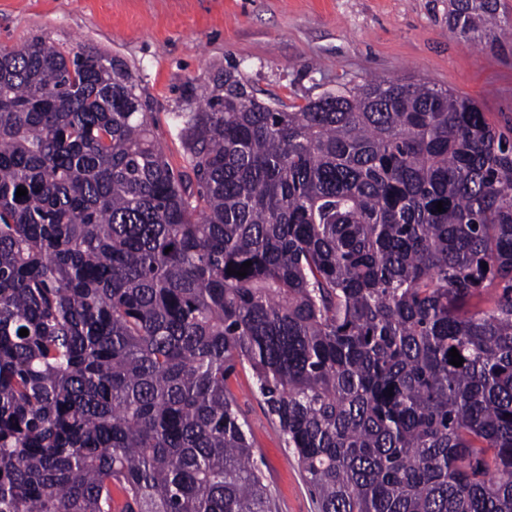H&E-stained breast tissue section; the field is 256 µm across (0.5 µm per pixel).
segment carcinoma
Instances as JSON below:
<instances>
[{
	"instance_id": "1",
	"label": "carcinoma",
	"mask_w": 512,
	"mask_h": 512,
	"mask_svg": "<svg viewBox=\"0 0 512 512\" xmlns=\"http://www.w3.org/2000/svg\"><path fill=\"white\" fill-rule=\"evenodd\" d=\"M176 118L184 171L121 60L0 47V512H271L244 364L318 512H512V126L231 70Z\"/></svg>"
}]
</instances>
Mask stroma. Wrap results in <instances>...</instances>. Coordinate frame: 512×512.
Segmentation results:
<instances>
[{
	"mask_svg": "<svg viewBox=\"0 0 512 512\" xmlns=\"http://www.w3.org/2000/svg\"><path fill=\"white\" fill-rule=\"evenodd\" d=\"M41 37L121 60L155 118L173 167L186 165L174 113L193 109L225 69L283 107L370 76L422 80L512 121V44L490 48L448 28V0H0V46ZM251 429L273 512H317L249 368L229 379Z\"/></svg>",
	"mask_w": 512,
	"mask_h": 512,
	"instance_id": "stroma-1",
	"label": "stroma"
}]
</instances>
